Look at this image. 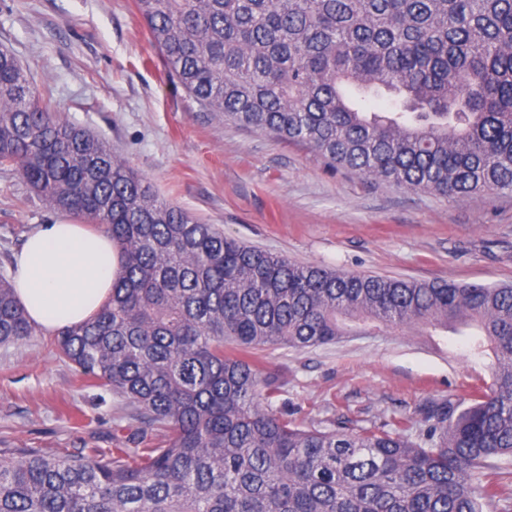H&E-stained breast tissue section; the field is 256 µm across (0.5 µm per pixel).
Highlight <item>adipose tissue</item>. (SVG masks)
<instances>
[{
	"instance_id": "ef3b65f1",
	"label": "adipose tissue",
	"mask_w": 512,
	"mask_h": 512,
	"mask_svg": "<svg viewBox=\"0 0 512 512\" xmlns=\"http://www.w3.org/2000/svg\"><path fill=\"white\" fill-rule=\"evenodd\" d=\"M16 294L32 324L53 331L79 324L109 298L118 250L102 231L39 225L14 257Z\"/></svg>"
}]
</instances>
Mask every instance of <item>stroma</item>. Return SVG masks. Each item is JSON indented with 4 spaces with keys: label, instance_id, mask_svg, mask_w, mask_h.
<instances>
[{
    "label": "stroma",
    "instance_id": "stroma-1",
    "mask_svg": "<svg viewBox=\"0 0 512 512\" xmlns=\"http://www.w3.org/2000/svg\"><path fill=\"white\" fill-rule=\"evenodd\" d=\"M12 50L61 119L104 139L161 200L225 236L304 265L403 279L512 283V194L448 198L344 169L308 146L224 122L167 74L134 0H0ZM0 168V272L38 225L59 220ZM277 402L316 428L407 422L429 400L490 381L466 337L416 325L301 350L259 352ZM164 436L125 398L91 386L37 331L0 345V448H122Z\"/></svg>",
    "mask_w": 512,
    "mask_h": 512
}]
</instances>
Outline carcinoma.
Masks as SVG:
<instances>
[{
	"instance_id": "1",
	"label": "carcinoma",
	"mask_w": 512,
	"mask_h": 512,
	"mask_svg": "<svg viewBox=\"0 0 512 512\" xmlns=\"http://www.w3.org/2000/svg\"><path fill=\"white\" fill-rule=\"evenodd\" d=\"M169 76L224 120L331 168L445 197L512 193V0H135ZM391 98L374 112L371 100ZM0 167L112 235L120 269L60 355L167 431L108 458L0 448V512H481L508 501L512 284L302 265L159 200L93 132L62 121L0 47ZM475 330L490 384L408 425L320 430L274 405L249 353L352 330ZM36 330L0 274V344Z\"/></svg>"
}]
</instances>
